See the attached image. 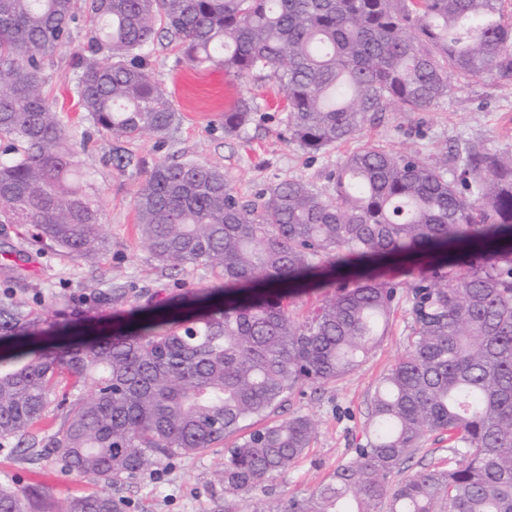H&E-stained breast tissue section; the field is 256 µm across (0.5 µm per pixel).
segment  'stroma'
Listing matches in <instances>:
<instances>
[{"mask_svg": "<svg viewBox=\"0 0 512 512\" xmlns=\"http://www.w3.org/2000/svg\"><path fill=\"white\" fill-rule=\"evenodd\" d=\"M87 28L74 33L70 48L51 56L42 71L44 90L79 151L90 192L101 214L106 248L91 259L31 238L27 227L0 224V252L21 249L28 262L0 260V299L22 302L40 328L57 336H96L108 332L118 313L186 291L209 287L210 271L190 265L174 270L159 265L136 229L135 195L159 162L195 161L223 170L235 192L252 200L270 186L302 179L324 186L329 173L349 152L342 145L311 156L289 141L282 123L284 92L263 78L242 85L217 69H196L181 61L177 40L164 37L150 47V71L173 100L178 124L165 140L145 136L117 140L99 134L78 99L75 55L87 44ZM251 88L263 110L236 135L224 132V114ZM365 140H383L394 149L430 156L444 147L481 139L512 148V93L492 76L469 80L432 112L412 121L365 127ZM130 155L134 166L119 169L116 155ZM411 319L398 306L385 336L366 360L343 379L306 384L287 396L276 418L306 414L316 430L311 445L288 472L271 477L255 496L225 493L216 481L223 446L194 457L161 460L152 473L113 488L125 512H286L289 497L308 495L363 440L368 402L388 368L405 352ZM40 494L56 512L74 497L103 491L101 483L66 473L53 453L29 461L14 442L0 444V482Z\"/></svg>", "mask_w": 512, "mask_h": 512, "instance_id": "obj_1", "label": "stroma"}]
</instances>
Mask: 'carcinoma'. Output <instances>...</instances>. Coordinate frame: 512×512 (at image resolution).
<instances>
[{
    "label": "carcinoma",
    "instance_id": "1",
    "mask_svg": "<svg viewBox=\"0 0 512 512\" xmlns=\"http://www.w3.org/2000/svg\"><path fill=\"white\" fill-rule=\"evenodd\" d=\"M503 3L0 0V224L30 225L79 259L106 247L41 83L82 17L78 95L97 132L166 137L178 113L145 49L167 34L189 66L275 80L289 140L317 154L434 111L465 79L493 74L512 91ZM259 111L246 91L224 133ZM328 181L288 178L244 202L217 167L155 165L135 196L142 242L159 264L203 266L216 282L75 346L45 342L24 305L0 301V439L32 458L50 448L109 486L225 443L218 482L249 495L315 433L304 414L254 424L302 385L353 371L404 300L411 341L370 397L366 442L288 512H512V149L476 140L426 158L366 142ZM409 265L422 266L413 281L378 273ZM310 282L336 290L299 321L288 299ZM52 414L58 428L39 436ZM434 431L448 433V465L391 483ZM37 501L0 482V512H40ZM63 512L122 510L90 494Z\"/></svg>",
    "mask_w": 512,
    "mask_h": 512
}]
</instances>
